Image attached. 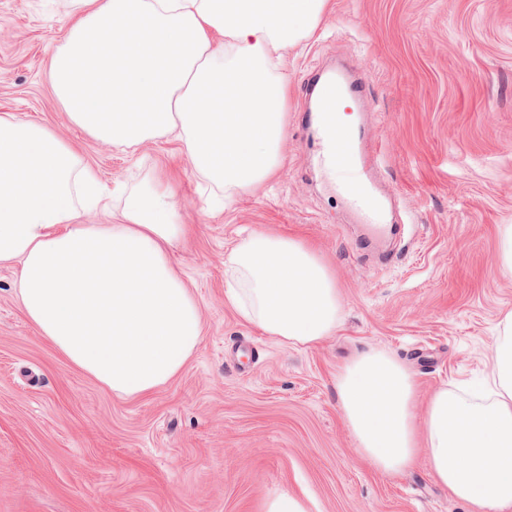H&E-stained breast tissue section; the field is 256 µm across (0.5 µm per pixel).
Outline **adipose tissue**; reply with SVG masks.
Segmentation results:
<instances>
[{
    "mask_svg": "<svg viewBox=\"0 0 512 512\" xmlns=\"http://www.w3.org/2000/svg\"><path fill=\"white\" fill-rule=\"evenodd\" d=\"M49 79L69 121L128 151L177 134L197 176L225 199L270 182L288 122L286 50L313 36L329 0H76ZM160 177L129 191L116 224H83L109 193L50 127L0 114V263L19 261L21 308L39 336L122 398L153 394L202 340L199 306L171 258L195 233ZM227 302L279 343L311 347L338 330L336 278L318 250L255 229L224 259ZM357 454L399 473L424 456L469 512H512V312L492 373L417 400L393 354L372 349L336 374Z\"/></svg>",
    "mask_w": 512,
    "mask_h": 512,
    "instance_id": "1",
    "label": "adipose tissue"
}]
</instances>
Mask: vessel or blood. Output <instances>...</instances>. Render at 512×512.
I'll use <instances>...</instances> for the list:
<instances>
[{"label":"vessel or blood","instance_id":"obj_1","mask_svg":"<svg viewBox=\"0 0 512 512\" xmlns=\"http://www.w3.org/2000/svg\"><path fill=\"white\" fill-rule=\"evenodd\" d=\"M313 90L316 105L314 111L306 114L304 126L315 145L317 164L332 177L339 194L360 215L367 238H384L394 227L388 222V209L362 153L364 129L344 128L338 117L340 102L361 99L363 85L332 72L319 76Z\"/></svg>","mask_w":512,"mask_h":512}]
</instances>
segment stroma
Segmentation results:
<instances>
[{
  "mask_svg": "<svg viewBox=\"0 0 512 512\" xmlns=\"http://www.w3.org/2000/svg\"><path fill=\"white\" fill-rule=\"evenodd\" d=\"M72 0H0V114L50 126L109 188L160 172L197 232L173 258L194 293L202 342L182 372L120 398L72 366L28 322L17 265H0V512H265L279 495L306 512H469L430 476L373 469L355 451L336 372L372 348L415 375L420 402L488 376L512 311L498 227L512 224V0H330L318 31L287 51L288 135L277 176L223 203L177 138L124 152L70 124L48 81ZM362 77L358 115L383 191L402 216L360 249L361 226L313 163L307 84ZM245 227L300 237L336 273L343 321L294 347L241 321L224 297V256Z\"/></svg>",
  "mask_w": 512,
  "mask_h": 512,
  "instance_id": "obj_1",
  "label": "stroma"
}]
</instances>
